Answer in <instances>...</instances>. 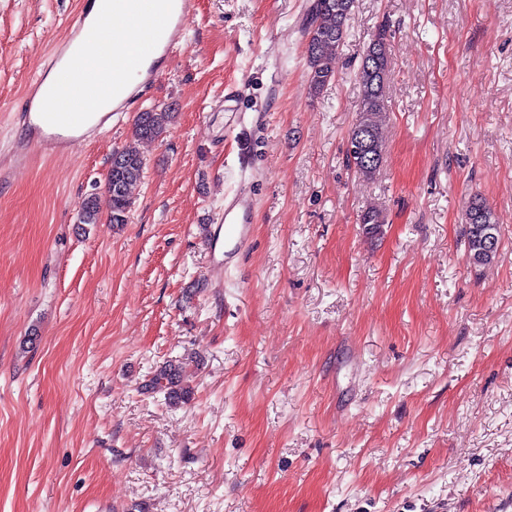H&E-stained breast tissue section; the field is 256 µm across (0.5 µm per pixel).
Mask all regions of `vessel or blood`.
I'll use <instances>...</instances> for the list:
<instances>
[{
  "mask_svg": "<svg viewBox=\"0 0 512 512\" xmlns=\"http://www.w3.org/2000/svg\"><path fill=\"white\" fill-rule=\"evenodd\" d=\"M112 28L90 20L83 8L68 22L63 42L53 48L59 65L55 82L62 93L28 97L20 121L29 130L26 148L65 150L104 127L108 115H95L108 102L113 112L134 111L147 86L155 82L182 40L194 0H109ZM221 225L208 235L210 247L225 244V259L240 254L250 238L252 210L232 198Z\"/></svg>",
  "mask_w": 512,
  "mask_h": 512,
  "instance_id": "1",
  "label": "vessel or blood"
}]
</instances>
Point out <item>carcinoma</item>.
Listing matches in <instances>:
<instances>
[{"instance_id": "cac0c4a2", "label": "carcinoma", "mask_w": 512, "mask_h": 512, "mask_svg": "<svg viewBox=\"0 0 512 512\" xmlns=\"http://www.w3.org/2000/svg\"><path fill=\"white\" fill-rule=\"evenodd\" d=\"M355 0H312L307 23L306 59L308 82L312 93L318 94L335 77V63L348 32ZM391 38L389 26L380 25L364 50L356 72L360 89L355 122L349 134L359 130L370 133V151L384 157L383 129L387 119L386 87L390 74ZM167 109L139 112L134 122V133L139 139L160 137L172 121ZM145 162L136 146L129 144L112 154V169L107 178L108 218L110 223L129 222L132 199L141 183ZM366 235L377 237L383 231L384 218L377 208L360 215ZM485 224L500 231L494 209L477 196L465 213L466 255L476 259L475 265H491L499 247H489L478 225ZM186 362L167 360L152 373L144 390L162 393L171 407L188 405L193 400V389L185 380Z\"/></svg>"}]
</instances>
